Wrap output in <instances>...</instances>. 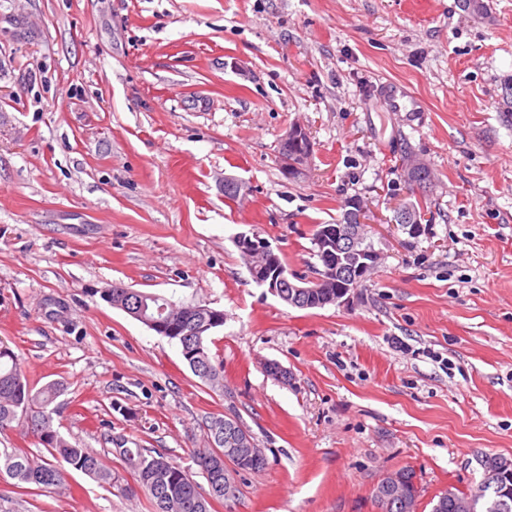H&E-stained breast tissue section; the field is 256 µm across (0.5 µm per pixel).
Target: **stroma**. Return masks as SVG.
<instances>
[{
    "label": "stroma",
    "instance_id": "obj_1",
    "mask_svg": "<svg viewBox=\"0 0 512 512\" xmlns=\"http://www.w3.org/2000/svg\"><path fill=\"white\" fill-rule=\"evenodd\" d=\"M386 81L423 111H388ZM407 157L433 176L415 234L391 221ZM354 200L380 262L347 305L256 285L237 234L309 279L315 225ZM115 283L223 310V387L104 301ZM0 341L125 484L120 449L196 476L207 421L235 416L266 463L213 512H377L405 467L418 512L476 489L480 456L512 459V0H0ZM0 512L152 505L73 471L63 493L0 476ZM283 143L287 146L291 145L295 147V151L290 156L287 155L283 146L281 148L282 158L287 155L285 158V166L288 174H300L303 170V166L307 163L312 154V145L306 129L301 125H293L285 134Z\"/></svg>",
    "mask_w": 512,
    "mask_h": 512
}]
</instances>
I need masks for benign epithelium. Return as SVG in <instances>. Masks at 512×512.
Returning <instances> with one entry per match:
<instances>
[{
  "label": "benign epithelium",
  "mask_w": 512,
  "mask_h": 512,
  "mask_svg": "<svg viewBox=\"0 0 512 512\" xmlns=\"http://www.w3.org/2000/svg\"><path fill=\"white\" fill-rule=\"evenodd\" d=\"M283 143L295 147V151L285 158L288 174L301 173L312 154L306 129L301 125H293L285 134ZM421 175L427 181H432L431 171L424 162L407 159L403 165L404 183L414 191L420 190L423 188L418 180ZM354 206L353 223L324 228L318 235L316 247L322 259V269L313 279H290L276 270L272 264L275 251L268 241L255 233L241 234L237 241L246 255L255 260V263L248 265L249 271L261 266L264 276L260 284L292 308H323L349 302L351 290L367 279L379 260V253L366 247V211L359 202L354 203ZM113 287L115 291L112 292V307L124 311L150 329H163L157 320L145 318L146 305L140 293L127 289L120 283L113 284ZM212 430L215 433H224V464L227 465L230 459L239 457L249 462L264 459V454L257 448L249 432L235 417L224 416V421L215 423ZM478 462L483 471L482 483H494L499 488L497 498L488 504V508L494 512H509L512 509V487L507 485L506 476L512 473V462L494 456H482ZM418 495L417 480L408 479L403 471L382 478V500L394 504L403 512H415ZM441 498L451 501L457 512H473V501L460 497L454 487L444 491Z\"/></svg>",
  "instance_id": "1"
}]
</instances>
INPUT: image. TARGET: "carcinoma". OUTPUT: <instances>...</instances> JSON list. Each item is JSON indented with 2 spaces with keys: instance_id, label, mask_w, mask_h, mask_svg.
Here are the masks:
<instances>
[{
  "instance_id": "obj_1",
  "label": "carcinoma",
  "mask_w": 512,
  "mask_h": 512,
  "mask_svg": "<svg viewBox=\"0 0 512 512\" xmlns=\"http://www.w3.org/2000/svg\"><path fill=\"white\" fill-rule=\"evenodd\" d=\"M146 301L151 317L165 324L166 331L160 335L176 343L186 363L197 359L209 365L211 378L206 384L213 388L223 385V367L214 363L209 349L210 335L223 324L207 318L203 306H178L151 292ZM190 327L201 330L203 352L198 355L187 354L184 347L188 337L181 335V329ZM62 392L63 384L54 381L35 388L18 355L0 343V433L9 430L15 422L24 425L50 455L48 459H35L18 448L0 449V475L6 474L17 487L24 489L61 488L70 470L80 471L105 485L116 483L112 467L99 453L72 444L60 432L52 404ZM206 437L207 447L194 451L195 464L208 486L206 492L188 470L164 453L143 448L119 449L137 484L148 494L154 512H212L213 502L226 501L224 494L237 497L239 488L235 479L230 474L224 475V444L214 440L211 432Z\"/></svg>"
}]
</instances>
